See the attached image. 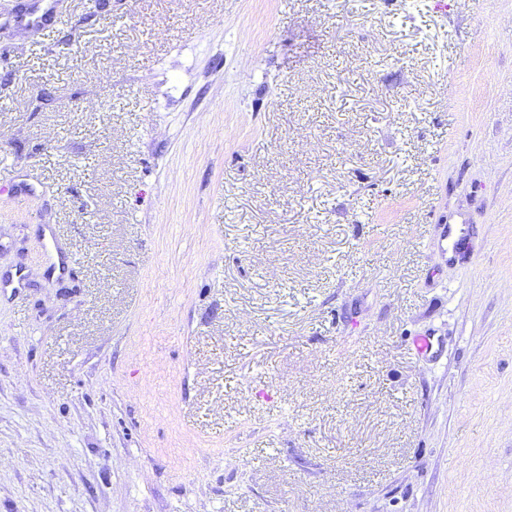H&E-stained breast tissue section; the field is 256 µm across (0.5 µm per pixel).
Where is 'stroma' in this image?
I'll return each mask as SVG.
<instances>
[{
  "mask_svg": "<svg viewBox=\"0 0 512 512\" xmlns=\"http://www.w3.org/2000/svg\"><path fill=\"white\" fill-rule=\"evenodd\" d=\"M23 2L0 512H512V0ZM61 0H30L19 16L20 27L29 34H36L51 27L57 20Z\"/></svg>",
  "mask_w": 512,
  "mask_h": 512,
  "instance_id": "obj_1",
  "label": "stroma"
}]
</instances>
